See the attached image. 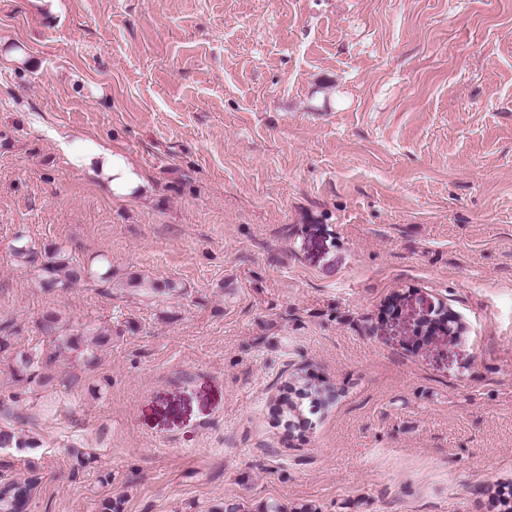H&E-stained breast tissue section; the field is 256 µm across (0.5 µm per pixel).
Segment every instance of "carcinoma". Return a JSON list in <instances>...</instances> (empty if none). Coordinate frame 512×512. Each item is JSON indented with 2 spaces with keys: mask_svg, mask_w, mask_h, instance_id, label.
I'll list each match as a JSON object with an SVG mask.
<instances>
[{
  "mask_svg": "<svg viewBox=\"0 0 512 512\" xmlns=\"http://www.w3.org/2000/svg\"><path fill=\"white\" fill-rule=\"evenodd\" d=\"M12 256L20 265L35 264V252L21 236L12 246ZM35 278L46 291L67 290L83 284L103 294H112V266L106 257L99 255L82 261L56 245L44 249V259L36 264ZM128 286L146 295L175 291L171 282L159 283L140 278L129 279ZM40 326L45 335L51 337L49 347L37 345L16 351L10 367L14 378L29 387L46 384L45 370L60 357L70 354L78 362L93 365L98 349L112 343V331L106 329L94 333L90 328L66 324L51 310L43 313ZM331 391L333 387L327 383L315 384L299 372L293 374L287 393L279 398V412L287 419L289 431H297L304 426L309 405L328 406ZM27 470L22 480H0V512H20L21 501L36 492L41 483L40 471L31 462L27 464ZM261 512H320V507L306 503L289 509L271 500L263 505Z\"/></svg>",
  "mask_w": 512,
  "mask_h": 512,
  "instance_id": "obj_1",
  "label": "carcinoma"
}]
</instances>
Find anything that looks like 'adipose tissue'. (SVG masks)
Here are the masks:
<instances>
[{
    "mask_svg": "<svg viewBox=\"0 0 512 512\" xmlns=\"http://www.w3.org/2000/svg\"><path fill=\"white\" fill-rule=\"evenodd\" d=\"M71 164L100 181L116 199L146 198L148 184L136 167L109 148L91 141L66 143L62 146Z\"/></svg>",
    "mask_w": 512,
    "mask_h": 512,
    "instance_id": "adipose-tissue-1",
    "label": "adipose tissue"
}]
</instances>
